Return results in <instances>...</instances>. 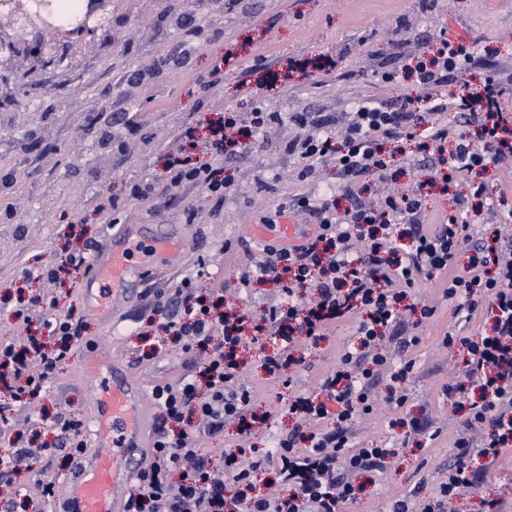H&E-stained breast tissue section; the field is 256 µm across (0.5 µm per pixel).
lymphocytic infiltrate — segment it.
<instances>
[{"mask_svg":"<svg viewBox=\"0 0 512 512\" xmlns=\"http://www.w3.org/2000/svg\"><path fill=\"white\" fill-rule=\"evenodd\" d=\"M476 60L474 47L440 40L430 57H412L404 66L424 92L423 100L407 96L396 108L368 102L356 109L342 139L317 131L288 143L289 154L301 164L299 177H307L315 164L331 163L343 182L337 199L297 200V212L316 217L315 234L291 248L268 242L260 259L242 270L243 286L271 281L283 302L258 315L228 308L223 299L202 296L187 277L179 288L157 293L148 304L147 322L183 351L198 353L199 360L178 384L152 390L159 408L156 437L148 467L139 469L125 497V512H225L229 487L242 512H344L358 497L353 474L382 468L392 454L388 448L349 444L353 423L372 414L380 402L371 385L391 366L382 344L388 340L405 350L419 343V336L407 334L403 313L418 312L424 321L434 316V307L410 298L422 282L436 277L444 281V296L456 300L458 314L473 318L477 300L483 299L494 316L490 333L472 336L459 330L445 333L442 340L466 355L462 379L446 387L445 394L467 414L438 496L450 499L481 487L487 465L512 448V246L501 243L497 228L478 231L454 216L423 230L424 186L384 196L377 207L365 206L355 190L369 177L386 182L395 155L414 146L435 172L426 186L449 191L463 171L471 196L488 197L487 174L504 148L512 146V111L502 101L512 74L487 77L452 106L435 95ZM279 121L278 114L257 104L245 126L238 113H224L212 131L206 161L187 155V148L196 144L197 127H184L181 148L166 156L169 190L199 187L223 206L230 185L219 159L248 147L251 135L267 132ZM461 256L465 264L455 267ZM308 289L317 295L311 304L303 300ZM10 311L24 334L0 343V391L17 405L40 396L49 376L82 338L84 322L39 292L16 298ZM348 318L356 321L358 343L345 350L335 371L322 377L317 392L288 402L285 412L295 420L293 430L277 439L273 451L259 456H247L242 447L225 449L224 471L216 473L210 456L193 446V438L222 433L229 421L237 423L245 438L256 420L238 350L262 338L274 339L277 350L264 356L262 366L288 388L293 384L290 367L304 364L301 343L316 344L331 324ZM35 323L59 337L60 346L46 349L30 332ZM321 420L332 421V428L312 430V423ZM270 468L287 485V494L273 498L257 492V482Z\"/></svg>","mask_w":512,"mask_h":512,"instance_id":"1","label":"lymphocytic infiltrate"}]
</instances>
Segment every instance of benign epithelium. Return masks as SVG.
<instances>
[{
    "mask_svg": "<svg viewBox=\"0 0 512 512\" xmlns=\"http://www.w3.org/2000/svg\"><path fill=\"white\" fill-rule=\"evenodd\" d=\"M86 15L103 19L109 12L111 0H83ZM9 29L0 27V81L13 70L17 53L25 51L38 65L52 60L53 36L58 31L56 18L48 10H33L23 0H15L9 11Z\"/></svg>",
    "mask_w": 512,
    "mask_h": 512,
    "instance_id": "obj_1",
    "label": "benign epithelium"
}]
</instances>
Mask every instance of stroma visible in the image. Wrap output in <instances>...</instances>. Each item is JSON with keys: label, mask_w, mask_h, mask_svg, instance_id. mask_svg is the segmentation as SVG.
Segmentation results:
<instances>
[{"label": "stroma", "mask_w": 512, "mask_h": 512, "mask_svg": "<svg viewBox=\"0 0 512 512\" xmlns=\"http://www.w3.org/2000/svg\"><path fill=\"white\" fill-rule=\"evenodd\" d=\"M224 2L112 0L104 28L75 39L58 34L62 57L48 68L17 59L13 80L0 85V177L9 176L12 182L0 192V209L13 210L12 219L0 223V296L21 285L24 269L34 263L64 261L75 233L104 232L98 206L125 198L131 182L149 178L155 191L149 199L128 201V223L140 225L146 237L164 229L189 243L183 265L158 279L157 287H177L189 275L202 290L223 287L226 304L259 311L278 290L269 283L240 287L242 266L261 253L259 241L247 236L245 226L275 215L280 223L293 225L295 237L314 234L313 218L296 212L295 200L334 193L342 182L331 165L320 168L316 179L298 178V162L284 150L288 141L307 132L297 116L307 122L323 120L335 129L365 101L396 106L412 88L401 78L380 81L379 68H401L403 56L429 53L441 37L477 43L482 61L441 87L442 97L459 95L466 83L495 70L512 72V0H240L231 11ZM182 13L195 17L196 33L176 24ZM182 52L190 59L188 69L163 65V57ZM323 55L338 58L335 73L317 77L298 70V63L312 66ZM260 56L266 67L253 70ZM133 69L146 73L142 86L122 84V75ZM215 70L221 79L215 97L200 100L197 81ZM255 99L265 111L280 113L282 121L266 133L262 148L225 157L231 192L223 208H215L197 187L172 195L163 179L164 154L181 125L194 115L213 118ZM116 137L126 144L123 152L112 149ZM489 177L494 206L469 212L468 219L512 230V152ZM228 240L234 248L226 253L222 246ZM200 255L206 258L202 267L196 264ZM85 281L77 273L63 285L31 284L50 291L61 308L82 314L86 329L37 402L0 415V449H9L18 430L38 432L37 442L46 448L19 476L32 502L30 512H58L60 499L42 497L37 483L46 479L61 491L74 473L55 448L51 423L61 416L83 422L94 411L92 380L83 370L87 346L97 347L104 361H117L148 390L176 383L190 360L176 348H162L146 358L150 341L137 321L146 298L116 302L108 323L86 315ZM419 294L436 304L437 311L433 320L415 327L420 341L407 351L417 366L404 384L410 394L406 409L428 419L437 435L420 438L387 458L381 470L361 476L365 489L347 512H386L392 500L402 497L416 505L432 500L455 453L462 414L443 388L464 366L460 354L442 344L445 332L455 328V306L443 299L436 281L424 282ZM354 334V321L337 323L309 349V365L294 372L289 389L265 375L261 349L250 346L244 381L253 388L255 406L265 419L255 423L249 446L270 448L291 431L284 399L295 391L315 392L321 377L335 369L341 353L354 343ZM399 418L386 408L359 418L352 428L355 447L398 443L403 434ZM494 491L504 494L503 512H512V450L490 466L482 489L443 501L439 512H487L485 499Z\"/></svg>", "instance_id": "35a3bbf8"}]
</instances>
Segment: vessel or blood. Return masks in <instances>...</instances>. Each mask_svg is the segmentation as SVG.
<instances>
[{
	"mask_svg": "<svg viewBox=\"0 0 512 512\" xmlns=\"http://www.w3.org/2000/svg\"><path fill=\"white\" fill-rule=\"evenodd\" d=\"M185 251L184 239L167 232L145 239L128 229L110 236L90 261L86 312L110 321L113 301L130 297L152 276L178 266ZM85 360L89 374L98 379L97 411L84 425L95 452L81 459L65 487L62 512H122L123 499L116 491L129 485L148 450L150 406L143 387L131 378L102 377L95 349L87 350Z\"/></svg>",
	"mask_w": 512,
	"mask_h": 512,
	"instance_id": "obj_1",
	"label": "vessel or blood"
}]
</instances>
